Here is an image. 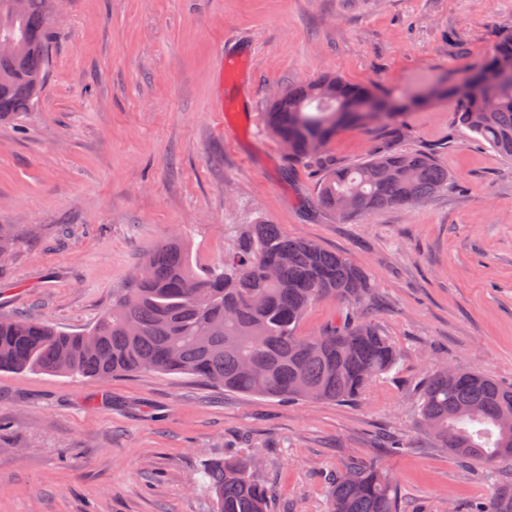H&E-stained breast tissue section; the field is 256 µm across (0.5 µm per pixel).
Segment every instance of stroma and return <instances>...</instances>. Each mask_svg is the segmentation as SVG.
I'll use <instances>...</instances> for the list:
<instances>
[{
  "label": "stroma",
  "mask_w": 512,
  "mask_h": 512,
  "mask_svg": "<svg viewBox=\"0 0 512 512\" xmlns=\"http://www.w3.org/2000/svg\"><path fill=\"white\" fill-rule=\"evenodd\" d=\"M31 112L0 122V315L77 332L132 285L155 245L223 260L249 224H277L359 266L361 306L397 345L388 374L343 402L259 398L191 376L108 382L0 371V512H212L205 459L256 456L270 512H327L330 482L378 460L401 512H471L512 483L419 424L433 367L512 387V161L413 108L401 150L432 149L448 190L342 221L312 207L315 166L288 162L265 114L323 76L414 97L457 81L512 29V0H61ZM380 139L346 126L327 162Z\"/></svg>",
  "instance_id": "stroma-1"
}]
</instances>
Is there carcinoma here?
Segmentation results:
<instances>
[{
	"mask_svg": "<svg viewBox=\"0 0 512 512\" xmlns=\"http://www.w3.org/2000/svg\"><path fill=\"white\" fill-rule=\"evenodd\" d=\"M54 0H0V35L17 47L0 55V121L31 111L49 67ZM463 131L512 161V30L490 56L446 90ZM420 99L323 77L288 88L266 113L288 160L319 164L347 124L376 126L385 138L408 132ZM448 168L431 150L385 142L357 164L322 170L315 204L343 220L388 207L412 208L448 187ZM343 256L288 237L277 224H252L239 247L212 267L193 265L177 239L152 249L133 287L85 332L70 333L24 316L0 317V371L96 380L144 371L199 377L242 394L347 401L391 371L399 350L376 325L347 308L342 322L313 336L299 327L319 299L350 304L371 291ZM420 419L440 447L479 467L512 460V388L476 371L436 369L422 389ZM197 483L214 512H268L271 490L249 457L209 459ZM328 512H400L397 491L376 461L336 476ZM475 512H512V485Z\"/></svg>",
	"mask_w": 512,
	"mask_h": 512,
	"instance_id": "obj_1",
	"label": "carcinoma"
}]
</instances>
